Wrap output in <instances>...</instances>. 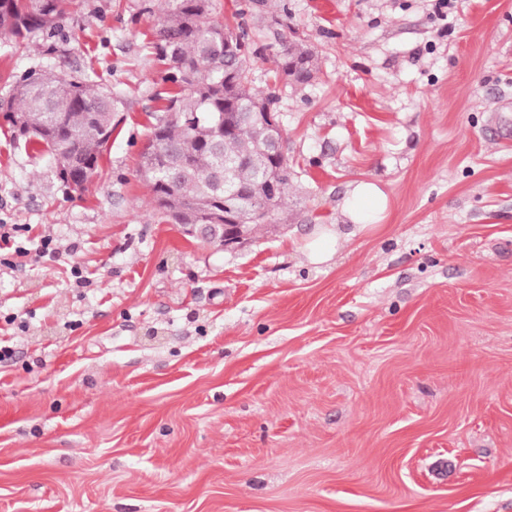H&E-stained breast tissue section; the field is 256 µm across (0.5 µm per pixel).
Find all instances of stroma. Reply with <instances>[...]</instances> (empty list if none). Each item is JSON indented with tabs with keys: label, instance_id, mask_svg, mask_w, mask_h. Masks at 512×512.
I'll return each instance as SVG.
<instances>
[{
	"label": "stroma",
	"instance_id": "1",
	"mask_svg": "<svg viewBox=\"0 0 512 512\" xmlns=\"http://www.w3.org/2000/svg\"><path fill=\"white\" fill-rule=\"evenodd\" d=\"M434 4L212 0L260 51L255 88L278 35L317 59L280 91L288 205L233 251L185 239L138 174L162 0L0 33V102L34 69L117 97L72 196L0 117L25 250L0 273V512H512V0ZM361 182L387 211L360 230ZM346 205L353 220L366 221L371 213L385 210L386 199L376 185L362 182L355 186Z\"/></svg>",
	"mask_w": 512,
	"mask_h": 512
}]
</instances>
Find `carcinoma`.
<instances>
[{"label": "carcinoma", "mask_w": 512, "mask_h": 512, "mask_svg": "<svg viewBox=\"0 0 512 512\" xmlns=\"http://www.w3.org/2000/svg\"><path fill=\"white\" fill-rule=\"evenodd\" d=\"M72 0H0V32L23 41L37 30L52 27ZM173 7L159 20L156 49L170 64L169 79L180 92L168 101L153 125L142 153L140 178L153 202L173 224L224 223V193L238 186L250 195L234 199L248 212L251 199L265 195L262 177L279 182L273 211L286 208L288 179L268 167L259 149L264 131L256 121L240 123L235 112H275L279 94L258 91L249 73L258 51L242 28L208 19L209 0H171ZM295 41L282 39L278 70L289 85L305 83L288 69ZM112 93L87 78H64L45 71L34 80L15 81L4 119L33 130L35 143L63 160L98 168L101 148L112 134ZM230 116L224 131L216 116Z\"/></svg>", "instance_id": "obj_1"}]
</instances>
